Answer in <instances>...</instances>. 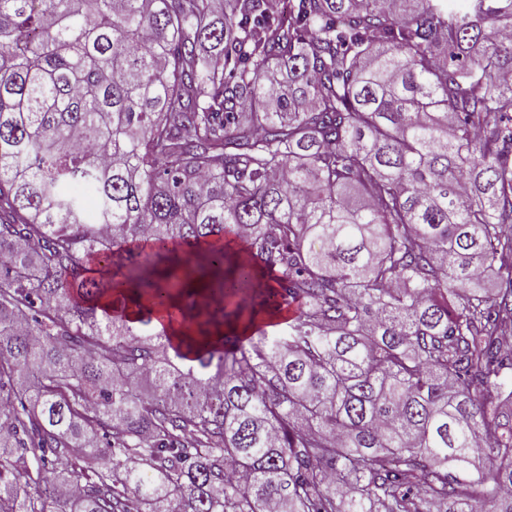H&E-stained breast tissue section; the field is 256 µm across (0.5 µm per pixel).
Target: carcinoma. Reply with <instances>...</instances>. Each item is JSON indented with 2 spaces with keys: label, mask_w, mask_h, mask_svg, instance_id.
<instances>
[{
  "label": "carcinoma",
  "mask_w": 512,
  "mask_h": 512,
  "mask_svg": "<svg viewBox=\"0 0 512 512\" xmlns=\"http://www.w3.org/2000/svg\"><path fill=\"white\" fill-rule=\"evenodd\" d=\"M505 311L512 0H0V512H512Z\"/></svg>",
  "instance_id": "cac0c4a2"
}]
</instances>
